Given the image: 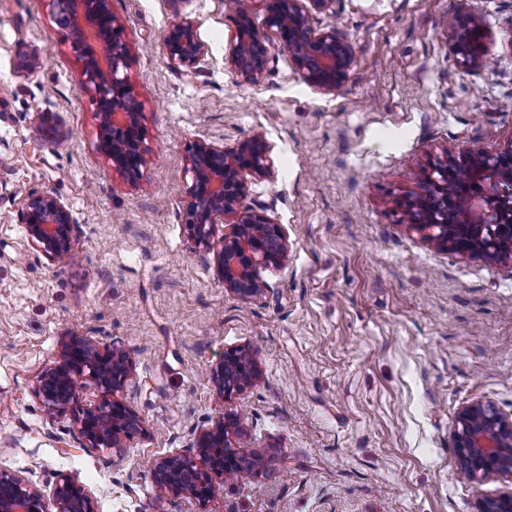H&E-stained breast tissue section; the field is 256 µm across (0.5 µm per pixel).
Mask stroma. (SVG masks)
Segmentation results:
<instances>
[{
  "label": "stroma",
  "mask_w": 512,
  "mask_h": 512,
  "mask_svg": "<svg viewBox=\"0 0 512 512\" xmlns=\"http://www.w3.org/2000/svg\"><path fill=\"white\" fill-rule=\"evenodd\" d=\"M143 105L139 185L99 151L95 105L49 0H0V467L44 495L75 478L97 512H477L507 476L459 480L453 430L477 400L512 412V268L437 247L404 202L445 154L512 144V0H335L314 13L355 48L332 94L272 50L263 78L224 64L233 35L221 0H112ZM198 24L209 64H172L175 14ZM474 15L486 66L455 62L449 27ZM36 56L35 72L24 68ZM274 175L248 181L288 236L286 267L263 270L251 303L225 290L184 222L197 142L230 148L254 132ZM53 192L74 220L58 269L26 237L25 193ZM127 354L120 399L144 430L121 448L81 447L87 385L50 414L34 394L63 336ZM249 348L259 377L220 400L211 370ZM227 414L261 464L214 477L200 502L160 489L153 461L184 453Z\"/></svg>",
  "instance_id": "obj_1"
}]
</instances>
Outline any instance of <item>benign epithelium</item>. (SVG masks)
Wrapping results in <instances>:
<instances>
[{
    "mask_svg": "<svg viewBox=\"0 0 512 512\" xmlns=\"http://www.w3.org/2000/svg\"><path fill=\"white\" fill-rule=\"evenodd\" d=\"M262 2L266 26L288 48L294 71L323 94L345 82L354 63L352 45L335 29L317 30L311 11H325L333 0H245L233 15L234 36L224 65L241 81L256 83L266 70L272 45L257 30L253 11ZM112 0H50L60 25L71 28L73 48L80 58V90L91 96L100 129L98 149L112 171L136 184L145 165L143 108L127 73L131 48L112 13ZM457 63L465 69L483 58L475 42L484 36L474 16L451 25ZM169 59L189 72L207 63L208 48L197 24L175 14L164 35ZM187 171L192 183L185 213L195 243L213 252L224 288L239 300L259 298L266 289L261 272L286 265L288 240L281 225L262 208L243 205L246 175L273 174L271 145L257 132L224 149L206 141L190 151ZM411 227L437 246L464 255L512 264V144L489 153L467 148L432 165L420 191L406 200ZM22 221L29 243L59 266L73 256L74 221L62 197L54 193L24 198ZM224 235L213 239L214 226ZM259 375L256 360L245 348H231L212 369V380L223 400L241 393ZM101 393L98 403L78 415V432L85 448H120L123 440L143 431L142 420L117 397L130 381L132 365L123 352L102 349L90 339L71 335L58 357L37 380L35 394L48 411L61 412L75 402L84 377ZM236 419L227 416L201 430L192 444L195 455L171 454L156 460V483L175 494L199 501L214 496L212 476L244 469L246 454L229 440ZM457 472L472 479L512 475V413L504 415L486 401L474 402L458 414L453 430ZM55 512H96L94 500L67 474L58 476L52 495ZM0 512H49L44 495L28 480L0 468ZM478 512H512V490L484 500Z\"/></svg>",
    "mask_w": 512,
    "mask_h": 512,
    "instance_id": "obj_1",
    "label": "benign epithelium"
}]
</instances>
